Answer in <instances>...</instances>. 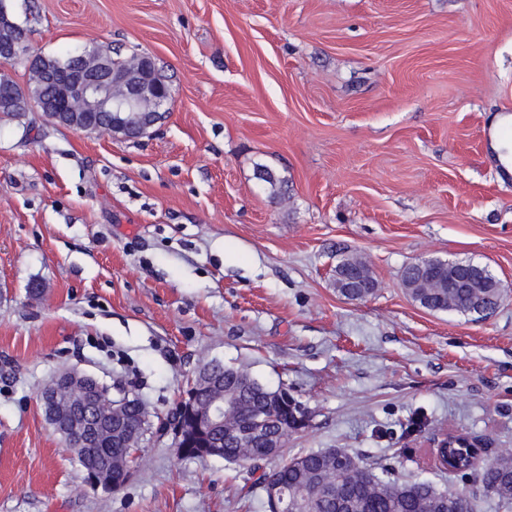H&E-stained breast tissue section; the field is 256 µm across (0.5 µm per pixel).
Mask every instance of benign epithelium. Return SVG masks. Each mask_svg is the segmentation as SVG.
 <instances>
[{
    "label": "benign epithelium",
    "mask_w": 512,
    "mask_h": 512,
    "mask_svg": "<svg viewBox=\"0 0 512 512\" xmlns=\"http://www.w3.org/2000/svg\"><path fill=\"white\" fill-rule=\"evenodd\" d=\"M7 6L0 0V63L22 61L31 66L37 56L28 55L27 37L14 38L10 30ZM42 83L50 85V96L34 100L29 93L13 100H5L6 106L15 104L32 105L39 108L52 120L70 128L82 131L114 133L112 113L120 107L112 102V54L99 49L84 50L69 56L65 60H44L41 66ZM153 75L149 65H144L141 79L130 81L125 90L126 102L134 105L139 102L142 84L150 83ZM170 96L159 85L153 88L150 98V114L143 125L131 133L133 137H142L149 133L162 113L167 111ZM337 287L346 289V294L355 300L367 299L374 291L356 292L367 284L358 276L357 271L342 269L336 274ZM281 406L293 412L295 422L292 426H280L270 431L268 419L257 414L243 420L239 417L236 404L224 397L215 396L206 405L197 401L196 383L181 397L175 408V420L162 422L159 428L173 427L175 448L181 456L192 455L195 458H222L224 445L232 443L242 447L255 440L267 443L269 457L281 455V449L287 447L288 438L303 429L308 423V410L286 388L272 391ZM130 393L124 389L111 392V387L95 377L71 368L60 371L39 394L40 406L47 423L59 434L70 452L80 463L84 474V483L92 489L116 492L125 481L105 479L98 474L97 448L100 447L101 434L116 422L125 425L124 414L129 405ZM223 429V439L201 447L189 449L187 438H199L211 428ZM147 428L143 425H126L129 455L125 458L124 470L132 474L133 462L141 452V444ZM266 499L280 509L285 503L283 487L270 481L262 483Z\"/></svg>",
    "instance_id": "1"
}]
</instances>
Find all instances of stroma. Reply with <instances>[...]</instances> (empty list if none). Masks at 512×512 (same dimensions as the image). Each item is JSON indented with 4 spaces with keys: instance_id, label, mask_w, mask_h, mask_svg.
<instances>
[{
    "instance_id": "1",
    "label": "stroma",
    "mask_w": 512,
    "mask_h": 512,
    "mask_svg": "<svg viewBox=\"0 0 512 512\" xmlns=\"http://www.w3.org/2000/svg\"><path fill=\"white\" fill-rule=\"evenodd\" d=\"M9 5L32 51L150 54L171 101L138 139L0 117V512H266L254 475L156 432L120 491L84 486L38 402L69 367L155 423L218 360L306 405L289 454L441 489L444 434L512 448V0ZM347 254L367 300L334 287ZM424 257L487 267L499 308L413 302L401 274Z\"/></svg>"
}]
</instances>
